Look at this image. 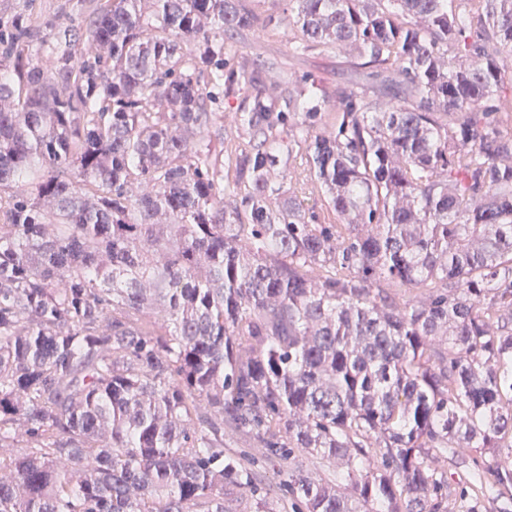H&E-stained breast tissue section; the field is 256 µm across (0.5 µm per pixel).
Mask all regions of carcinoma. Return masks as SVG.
Instances as JSON below:
<instances>
[{"instance_id": "obj_1", "label": "carcinoma", "mask_w": 512, "mask_h": 512, "mask_svg": "<svg viewBox=\"0 0 512 512\" xmlns=\"http://www.w3.org/2000/svg\"><path fill=\"white\" fill-rule=\"evenodd\" d=\"M254 2L0 37V512H279L226 430L302 512L512 504V0ZM283 20L366 82L266 96L239 37ZM246 85L229 181L213 105ZM299 156L319 212L276 178ZM477 448L507 453L451 488ZM224 451L237 454L245 459L252 470L257 473L261 479L259 487L262 493L268 492L269 496L281 497L279 510L293 512L297 510V503L289 496L283 497L279 490L280 483L286 477L282 471V465L278 458L268 459L264 455L263 448H259L252 440L244 435H229L224 437ZM283 505L285 509H283Z\"/></svg>"}]
</instances>
